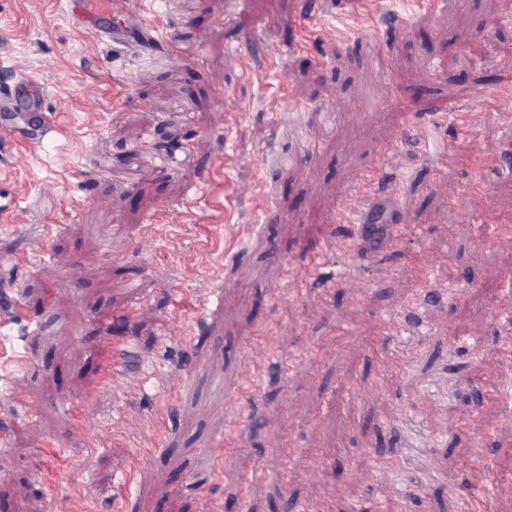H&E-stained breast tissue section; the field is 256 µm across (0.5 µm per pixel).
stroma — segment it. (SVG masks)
I'll list each match as a JSON object with an SVG mask.
<instances>
[{"label": "stroma", "instance_id": "obj_1", "mask_svg": "<svg viewBox=\"0 0 512 512\" xmlns=\"http://www.w3.org/2000/svg\"><path fill=\"white\" fill-rule=\"evenodd\" d=\"M130 2L158 25L123 47L0 0V87L38 79L60 129L0 136V300L25 303L0 323V512H457L484 488L512 512V0ZM435 104L477 165L416 144Z\"/></svg>", "mask_w": 512, "mask_h": 512}]
</instances>
